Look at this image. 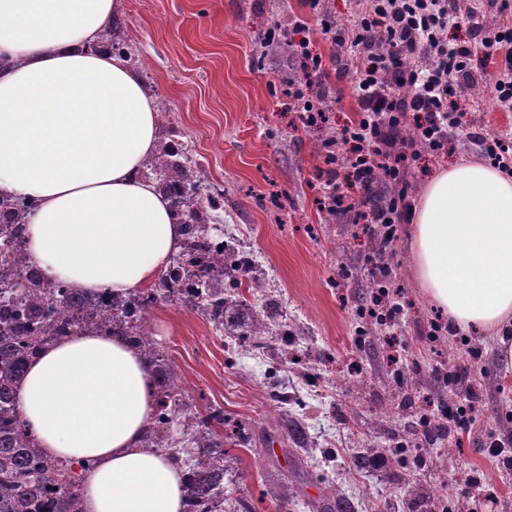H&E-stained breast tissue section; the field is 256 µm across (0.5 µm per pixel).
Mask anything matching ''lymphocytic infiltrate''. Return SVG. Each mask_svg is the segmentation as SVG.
Here are the masks:
<instances>
[{"instance_id":"1","label":"lymphocytic infiltrate","mask_w":512,"mask_h":512,"mask_svg":"<svg viewBox=\"0 0 512 512\" xmlns=\"http://www.w3.org/2000/svg\"><path fill=\"white\" fill-rule=\"evenodd\" d=\"M305 16L289 26L271 23L259 32L261 49L287 44L297 68L283 94L303 128L320 129L343 96L338 80L351 78L357 109L336 136L323 144L326 180L318 191L320 211L353 214L356 223L377 224V250H387L400 224L410 219L413 203L404 180L409 160L420 151L440 154L448 134L468 123L472 60L503 57L490 91L499 106L512 109V27L489 25L479 8L469 43H452L448 29L455 16L448 0H362L345 27L327 18L321 0H303ZM317 18L318 38L343 50V63L329 72L310 38L309 18ZM423 55L425 65L415 64ZM394 193L380 199L381 184Z\"/></svg>"}]
</instances>
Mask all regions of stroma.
Instances as JSON below:
<instances>
[{
  "instance_id": "35a3bbf8",
  "label": "stroma",
  "mask_w": 512,
  "mask_h": 512,
  "mask_svg": "<svg viewBox=\"0 0 512 512\" xmlns=\"http://www.w3.org/2000/svg\"><path fill=\"white\" fill-rule=\"evenodd\" d=\"M301 0H123L122 28L131 38L136 68L155 92L161 130L178 128L186 154L202 164L222 193L223 219L214 235H238L253 251L269 283L255 304L275 303L288 318L298 357L273 362L241 358L229 363L224 333L178 298L159 299L147 320L151 334L177 368L197 409H223L226 429L245 428L248 447L226 449L224 495L252 512H336L328 488L339 487L350 512H430L415 505L393 467L355 468L362 445H397L403 425L386 413L396 408L398 386L411 391L414 414L423 396L436 406H458L463 385L451 366L473 362L480 380L479 419L486 433L457 446L453 435L433 442L415 472L422 491L460 496L477 481L488 498L479 512H512V472L487 453L491 439L512 443V350L479 331L449 332L448 316L425 296L412 270L410 225L391 245L393 285L404 289L397 329L402 366L387 360L386 326L361 317L379 282L376 234L351 217L327 218L315 203L328 131L299 129L280 93L294 73L288 52L260 54L255 38L270 21L302 13ZM473 127L512 130L489 89L495 67L474 58ZM480 150L464 130L448 137L441 157L421 154L407 171L420 196L437 165L478 161ZM478 360H470V351ZM285 388L318 407L282 405ZM284 490L281 507L262 499L266 485Z\"/></svg>"
}]
</instances>
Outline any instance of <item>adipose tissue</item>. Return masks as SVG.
<instances>
[{"label": "adipose tissue", "mask_w": 512, "mask_h": 512, "mask_svg": "<svg viewBox=\"0 0 512 512\" xmlns=\"http://www.w3.org/2000/svg\"><path fill=\"white\" fill-rule=\"evenodd\" d=\"M121 0H0V196L30 200L25 243L44 277L78 291L151 285L181 247L169 198L143 175L159 106L102 46ZM417 281L451 327L512 328V176L460 162L412 212ZM149 368L119 336L79 333L30 360L19 409L36 445L94 461L84 512H185L184 471L145 448Z\"/></svg>", "instance_id": "adipose-tissue-1"}]
</instances>
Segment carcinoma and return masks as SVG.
I'll list each match as a JSON object with an SVG mask.
<instances>
[{
	"mask_svg": "<svg viewBox=\"0 0 512 512\" xmlns=\"http://www.w3.org/2000/svg\"><path fill=\"white\" fill-rule=\"evenodd\" d=\"M112 53L129 57L119 29L108 31ZM158 188L168 195L182 226L180 252L146 292L115 296L108 291L78 292L63 282L48 281L33 266L23 244L26 215L23 199L0 198V512H83L81 484L89 461L74 464L44 455L28 434L18 409V386L29 358L45 343L73 333L95 330L122 336L142 352L152 377L154 407L144 447L186 463V512L208 502L210 512H242L243 503L224 505V412L208 408L187 412L181 378L147 328L134 316V301L178 297L224 328L230 336L269 337L281 324L268 308H256L225 294L224 278L242 270L233 252L211 257V223L219 204L208 193L207 172L173 145H165L147 163ZM183 420L184 442L174 437Z\"/></svg>",
	"mask_w": 512,
	"mask_h": 512,
	"instance_id": "1",
	"label": "carcinoma"
}]
</instances>
